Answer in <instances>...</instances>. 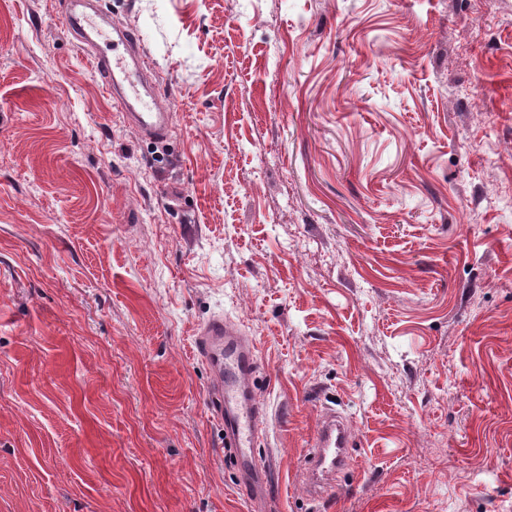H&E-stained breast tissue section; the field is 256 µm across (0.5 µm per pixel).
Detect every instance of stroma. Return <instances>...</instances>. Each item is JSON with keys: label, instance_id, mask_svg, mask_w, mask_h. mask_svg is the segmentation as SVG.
I'll list each match as a JSON object with an SVG mask.
<instances>
[{"label": "stroma", "instance_id": "1", "mask_svg": "<svg viewBox=\"0 0 512 512\" xmlns=\"http://www.w3.org/2000/svg\"><path fill=\"white\" fill-rule=\"evenodd\" d=\"M0 0V512H512V0ZM256 346L269 493L197 327ZM356 466L315 504L325 409ZM91 2L93 1H67L63 17L68 30L90 49L93 68L106 78L107 91L113 95L122 110L127 112L132 123L146 136H165L173 127L172 113L159 105L153 97L146 100L139 90V86L143 85L144 73L149 69L147 62L141 57L131 66L124 56L116 53L119 43L126 49L135 46V33L131 29L113 27L118 32L119 41L116 43L114 39L104 38L100 43L96 37L100 35L102 27L112 29V21L99 16V22L94 23L89 17L90 13L79 8H87L86 4Z\"/></svg>", "mask_w": 512, "mask_h": 512}]
</instances>
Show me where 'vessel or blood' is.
Instances as JSON below:
<instances>
[{
	"label": "vessel or blood",
	"instance_id": "vessel-or-blood-1",
	"mask_svg": "<svg viewBox=\"0 0 512 512\" xmlns=\"http://www.w3.org/2000/svg\"><path fill=\"white\" fill-rule=\"evenodd\" d=\"M90 0H67L63 17L68 30L89 49L95 70L106 79V88L146 136H165L173 127V116L156 100L145 99L140 88L148 68L145 59L127 62L117 47L133 48L137 42L132 30L119 29L118 40L101 39L107 19L93 21L85 9ZM196 344L212 378L208 395L217 420L224 427V445L236 456L239 472L251 490L265 491L266 474L255 449L265 433L266 418L255 397L254 375L258 360L255 345L234 323L214 319L196 332ZM352 436L345 419L336 412L323 414L308 459L309 494L322 501L330 496L335 477L351 468Z\"/></svg>",
	"mask_w": 512,
	"mask_h": 512
}]
</instances>
